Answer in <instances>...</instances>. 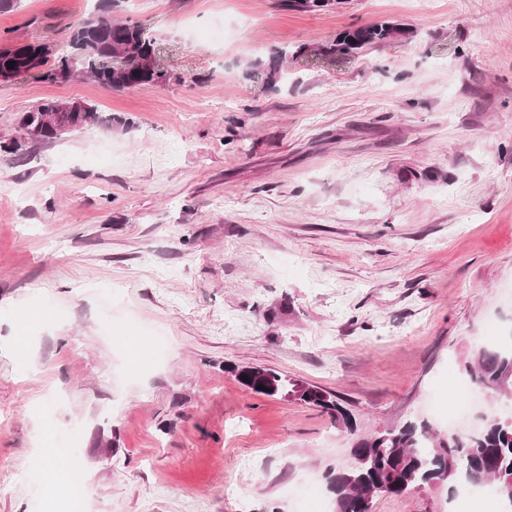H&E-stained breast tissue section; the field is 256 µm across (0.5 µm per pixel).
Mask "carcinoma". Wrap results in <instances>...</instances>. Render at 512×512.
<instances>
[{"label":"carcinoma","instance_id":"1","mask_svg":"<svg viewBox=\"0 0 512 512\" xmlns=\"http://www.w3.org/2000/svg\"><path fill=\"white\" fill-rule=\"evenodd\" d=\"M119 0H100L97 12L73 25L69 49L56 52L47 42L31 41L23 53L11 59L0 56V67L8 62L27 72L36 70L41 79L56 81V72L73 67L114 90H134L148 83L163 84L171 77L168 70L144 74L135 56L144 50L155 53L156 38L141 23L115 19L112 12ZM402 30L380 22L340 34L330 49L340 54L357 53L393 40ZM123 51L125 58L115 62L120 70L107 78L104 59L109 52ZM71 112H60L61 121L80 131L100 122L97 108L74 100ZM468 381L478 389L503 399H512V338L490 340L477 346L465 365ZM224 372L255 394L274 399L291 398L328 413L354 436L349 467L329 466L325 470L326 489L334 512H363V494L384 485L399 494L412 485H437L452 472L458 482L448 484L453 491L463 482L484 484L491 481L499 500L512 512V498L501 488L512 485V421L491 415L469 433L440 436L426 427L406 423L370 435H358L357 423L342 400L319 386L291 379L276 370L226 363ZM264 389H258V386Z\"/></svg>","mask_w":512,"mask_h":512}]
</instances>
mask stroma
<instances>
[{
    "label": "stroma",
    "mask_w": 512,
    "mask_h": 512,
    "mask_svg": "<svg viewBox=\"0 0 512 512\" xmlns=\"http://www.w3.org/2000/svg\"><path fill=\"white\" fill-rule=\"evenodd\" d=\"M98 4L21 0L0 44L66 48ZM120 15L155 35L167 83L0 84V512H49L63 489L26 475L72 442L84 512H296L290 489L349 464L351 436L228 363L334 393L362 432L446 434L479 337L512 323V0ZM379 21L402 35L327 53ZM46 100L133 126L4 151ZM372 512L467 508L443 483Z\"/></svg>",
    "instance_id": "obj_1"
}]
</instances>
